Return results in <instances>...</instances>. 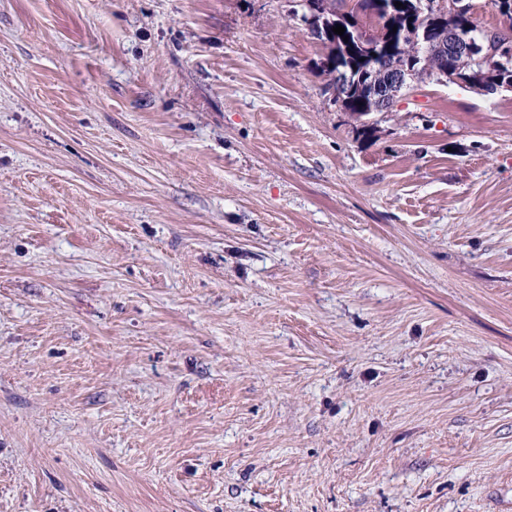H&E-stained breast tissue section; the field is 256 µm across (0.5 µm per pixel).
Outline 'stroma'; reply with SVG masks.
<instances>
[{
    "label": "stroma",
    "instance_id": "obj_1",
    "mask_svg": "<svg viewBox=\"0 0 512 512\" xmlns=\"http://www.w3.org/2000/svg\"><path fill=\"white\" fill-rule=\"evenodd\" d=\"M302 13L0 0V512H512V93ZM377 1L404 2L410 0H358V10L375 9L373 16L380 27L378 39L384 43H389L390 49L394 51L393 56L397 57V59L394 58L390 62L384 60L382 63L376 62L374 67L371 65L369 71L359 74L355 81H353V84L357 83L360 91L366 97V112H364V103L359 105V102L363 101L358 89L352 91L351 86H348L352 81V74L336 72L333 75L331 81L333 99L341 110L351 112L352 115L357 112H362L361 116H365L372 113L391 111L396 100L400 97L401 91L407 86L408 81L420 78L418 67L411 69L398 62L400 60L406 62V60L415 59L417 60V65L421 64L417 58L423 56V47L418 44L409 45L400 41V31L416 24L419 21V16H415L413 20H410L412 16L401 7H395L390 14L379 13L378 6L374 3ZM393 27H397L396 33H393ZM346 86L348 87L344 89V93L347 99V106L345 98L340 92ZM335 87L337 88L336 91ZM312 32L314 35L318 37V39L322 42V45L324 49L326 50V63L324 65V68L322 69V72L326 74L328 71H336L339 70L340 67H357V72L360 71L364 66H366L367 63L360 62V59L356 54L352 51H348L343 48V44L345 41L343 40V37L348 36V39H350L352 42H354L353 38V32L351 31V28L349 25L345 27V32L343 36H340L338 34H335L332 30L330 31L329 35H326L325 37L322 35V31L319 32V35L315 33V30L312 29ZM327 42L330 44H335L336 49L340 50L339 54H333V49L331 48V45H328Z\"/></svg>",
    "mask_w": 512,
    "mask_h": 512
}]
</instances>
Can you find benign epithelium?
Returning a JSON list of instances; mask_svg holds the SVG:
<instances>
[{
  "label": "benign epithelium",
  "mask_w": 512,
  "mask_h": 512,
  "mask_svg": "<svg viewBox=\"0 0 512 512\" xmlns=\"http://www.w3.org/2000/svg\"><path fill=\"white\" fill-rule=\"evenodd\" d=\"M411 8L422 15L454 16L464 11L462 2L453 0H413ZM427 28L419 26L407 29L402 33V40L417 43L424 41L430 54L446 58L450 55H463L476 66V69L465 74L458 73L447 65L430 70V76L438 83L463 85L477 93L488 94L512 91L511 80L489 81L497 72L512 69V38L485 26H469L465 29L450 24L441 25L439 35L428 38ZM419 78L418 68H407L397 60L375 63L369 71L357 78L341 72L332 77L331 87L335 88L333 99L342 109L346 108L345 98L340 89L355 82L365 96L366 114L389 112L408 81Z\"/></svg>",
  "instance_id": "obj_1"
}]
</instances>
